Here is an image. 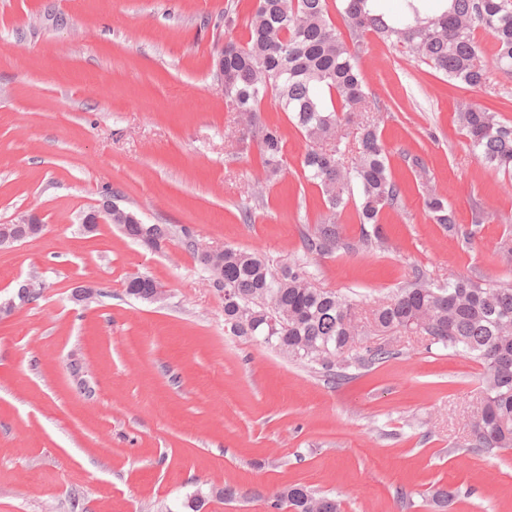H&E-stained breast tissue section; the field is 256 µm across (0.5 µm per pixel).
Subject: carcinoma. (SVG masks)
<instances>
[{
	"label": "carcinoma",
	"instance_id": "carcinoma-1",
	"mask_svg": "<svg viewBox=\"0 0 512 512\" xmlns=\"http://www.w3.org/2000/svg\"><path fill=\"white\" fill-rule=\"evenodd\" d=\"M341 2L354 34L351 44L334 26L330 0H258L245 23V43H227L218 56L224 60V100L231 111L253 119L270 103L287 114L306 142L301 167L328 210L305 235L307 254L352 250L341 242L337 227L351 180L360 187L356 216L364 243L381 240L382 212L403 196L377 125L357 122L360 136L352 160L340 148L343 126L373 103L357 63L366 34L400 44L448 80L479 89L487 84L484 52L474 36L479 27L493 40L499 70L512 76V0H444L446 7L431 16L421 13L420 0H405L406 9L397 17L382 9V0ZM459 120L477 158L512 176V124L479 104L463 105ZM253 136L265 176L284 174L288 166L280 127L261 124ZM425 205L436 223L456 224L443 197L429 193ZM135 281L137 287L128 293L150 299L155 280L142 275ZM217 284L236 291L244 313L252 317L250 337L293 360L335 367L338 378L353 364L383 363L395 355L384 345H367L362 355L341 353L348 337L359 335L354 308L344 297L315 287L300 259L275 273L256 252L226 248ZM373 320L380 330L418 328L429 345L480 364L482 399L470 422L472 442L489 452L512 448L511 286L465 277L436 284L417 272L374 310ZM268 507L341 512V501L294 483L274 493Z\"/></svg>",
	"mask_w": 512,
	"mask_h": 512
}]
</instances>
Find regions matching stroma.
I'll return each mask as SVG.
<instances>
[{"label":"stroma","mask_w":512,"mask_h":512,"mask_svg":"<svg viewBox=\"0 0 512 512\" xmlns=\"http://www.w3.org/2000/svg\"><path fill=\"white\" fill-rule=\"evenodd\" d=\"M257 0H0V224L32 210L41 236L0 250V304L19 282L46 286L0 315V512H268L300 483L343 512H512V450L470 444L480 367L396 331L373 312L412 272L512 285V180L484 167L457 120L461 102L512 121V78L487 60L488 95L452 86L402 47L372 36L359 65L378 108L369 117L406 184L360 242L354 207L336 251L304 255L326 213L301 168L306 144L277 123L288 171L265 178L247 121L224 101L215 48L243 42ZM236 9V28L224 25ZM425 170L414 176L412 158ZM453 208L447 230L426 190ZM165 224L161 251L117 225L85 233L104 200ZM250 223H243V214ZM258 251L272 270L306 257L316 287L355 308L368 341L396 356L334 380L224 325V290L196 246ZM165 290L146 301L130 276ZM89 283L90 303L72 299ZM236 494L222 498L218 488ZM451 491L447 503L434 493Z\"/></svg>","instance_id":"1"}]
</instances>
